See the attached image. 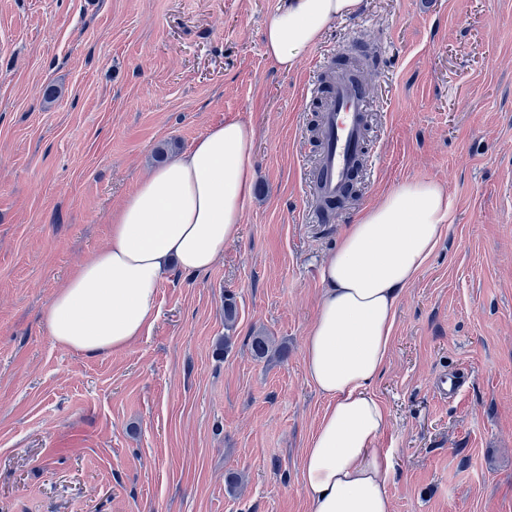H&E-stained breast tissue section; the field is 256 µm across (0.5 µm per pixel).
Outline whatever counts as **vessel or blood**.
Instances as JSON below:
<instances>
[{
	"label": "vessel or blood",
	"instance_id": "1",
	"mask_svg": "<svg viewBox=\"0 0 512 512\" xmlns=\"http://www.w3.org/2000/svg\"><path fill=\"white\" fill-rule=\"evenodd\" d=\"M324 97L314 174L319 202L309 211L311 219L319 223L331 220L328 202L345 195L353 175L362 170L368 157L369 81L364 77L335 76Z\"/></svg>",
	"mask_w": 512,
	"mask_h": 512
}]
</instances>
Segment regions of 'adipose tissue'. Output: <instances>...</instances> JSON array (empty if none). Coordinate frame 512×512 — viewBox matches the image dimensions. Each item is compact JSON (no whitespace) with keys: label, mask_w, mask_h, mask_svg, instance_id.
<instances>
[{"label":"adipose tissue","mask_w":512,"mask_h":512,"mask_svg":"<svg viewBox=\"0 0 512 512\" xmlns=\"http://www.w3.org/2000/svg\"><path fill=\"white\" fill-rule=\"evenodd\" d=\"M361 3L287 0L264 29L267 58L295 69ZM255 135L238 120L214 126L140 182L113 212L105 243L47 306L54 343L89 356L123 350L155 324L166 271L202 273L216 263L239 234ZM448 208L442 185L402 183L347 226L322 268L304 345L306 375L326 399L302 460L307 512H393L394 459L377 445L388 416L372 387L389 362L401 291L435 250Z\"/></svg>","instance_id":"ef3b65f1"}]
</instances>
